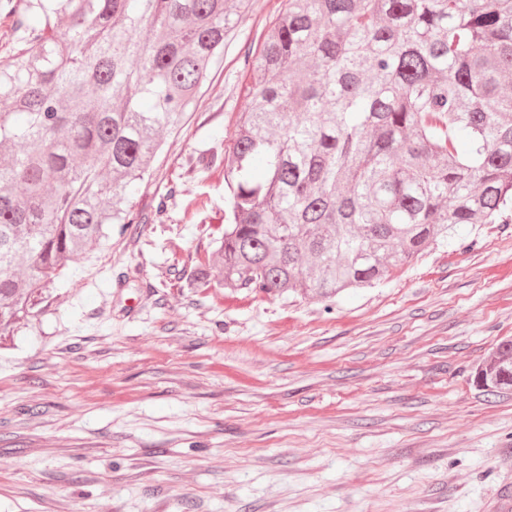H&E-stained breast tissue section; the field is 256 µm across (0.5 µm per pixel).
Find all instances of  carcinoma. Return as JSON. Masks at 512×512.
Here are the masks:
<instances>
[{"label":"carcinoma","instance_id":"1","mask_svg":"<svg viewBox=\"0 0 512 512\" xmlns=\"http://www.w3.org/2000/svg\"><path fill=\"white\" fill-rule=\"evenodd\" d=\"M250 0H27L0 61V336L128 204ZM190 288L331 300L512 211V0H288ZM512 386V339L477 373Z\"/></svg>","mask_w":512,"mask_h":512}]
</instances>
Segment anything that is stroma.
I'll return each instance as SVG.
<instances>
[{
	"instance_id": "35a3bbf8",
	"label": "stroma",
	"mask_w": 512,
	"mask_h": 512,
	"mask_svg": "<svg viewBox=\"0 0 512 512\" xmlns=\"http://www.w3.org/2000/svg\"><path fill=\"white\" fill-rule=\"evenodd\" d=\"M286 0H252L132 202L0 338V512H497L512 386V223L455 238L332 306L193 288L224 233L240 88ZM164 213H157L159 199ZM494 359L477 373V380L486 391L512 386V339L502 342L495 351Z\"/></svg>"
}]
</instances>
